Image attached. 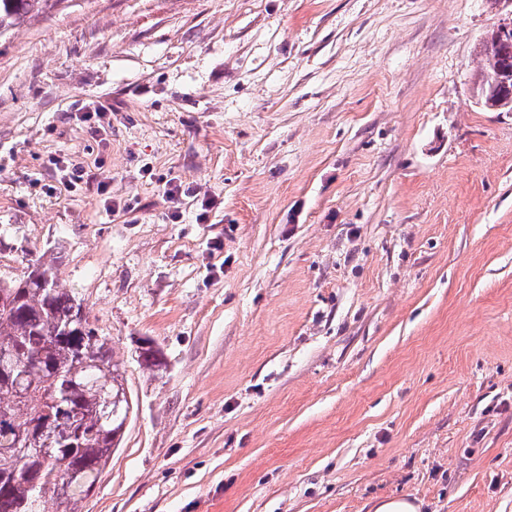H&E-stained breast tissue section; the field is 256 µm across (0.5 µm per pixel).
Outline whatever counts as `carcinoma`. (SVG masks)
<instances>
[{
	"label": "carcinoma",
	"mask_w": 512,
	"mask_h": 512,
	"mask_svg": "<svg viewBox=\"0 0 512 512\" xmlns=\"http://www.w3.org/2000/svg\"><path fill=\"white\" fill-rule=\"evenodd\" d=\"M55 0H0V33ZM485 100L512 96V37L483 44ZM494 75L502 77L490 85ZM130 401L123 366L74 288L50 264L0 276V512H81L112 451Z\"/></svg>",
	"instance_id": "obj_1"
}]
</instances>
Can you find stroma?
I'll use <instances>...</instances> for the list:
<instances>
[{
	"label": "stroma",
	"mask_w": 512,
	"mask_h": 512,
	"mask_svg": "<svg viewBox=\"0 0 512 512\" xmlns=\"http://www.w3.org/2000/svg\"><path fill=\"white\" fill-rule=\"evenodd\" d=\"M511 18L59 0L0 34V274L55 261L133 401L82 512H512V112L477 88Z\"/></svg>",
	"instance_id": "stroma-1"
}]
</instances>
